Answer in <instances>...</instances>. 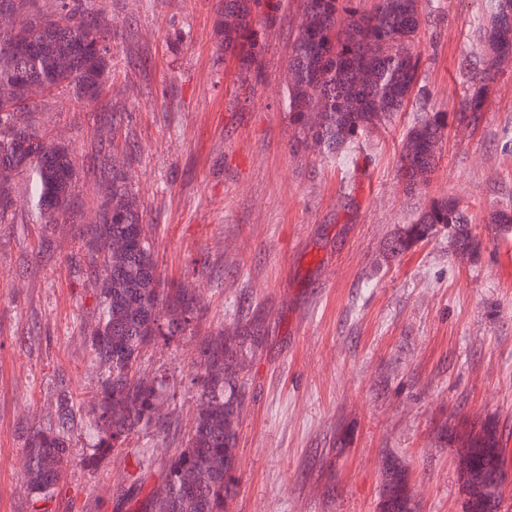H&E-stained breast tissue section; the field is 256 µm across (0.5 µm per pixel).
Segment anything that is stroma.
I'll use <instances>...</instances> for the list:
<instances>
[{
	"label": "stroma",
	"mask_w": 512,
	"mask_h": 512,
	"mask_svg": "<svg viewBox=\"0 0 512 512\" xmlns=\"http://www.w3.org/2000/svg\"><path fill=\"white\" fill-rule=\"evenodd\" d=\"M92 2L115 33L111 82L80 105L43 97L35 114L74 154V213L30 223L20 188L14 223L0 224V512H23L25 434L51 420L58 379L83 407L100 385L84 329L95 291L69 257L97 201L91 152L103 112L132 118L110 150L135 157L161 279L197 288L203 310L193 331L141 354V373L166 374L177 393L175 429L131 436L94 472L75 430L52 512H121L116 490L144 452V487L156 486L192 428L198 339L232 323L244 301L264 317V342L247 375L229 512H378L388 454L408 467L417 512H461L456 450L433 441L476 420L502 438L500 512H512V233L486 224L512 210V65L491 84L479 125L448 131L429 180L410 189L398 165L416 99L348 163L293 147L283 98L299 0H282L253 88L216 31L224 0ZM487 22V0H421L428 111H458ZM448 195L467 207L475 260L455 258L441 231L383 261L396 228Z\"/></svg>",
	"instance_id": "35a3bbf8"
}]
</instances>
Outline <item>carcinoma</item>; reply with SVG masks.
Returning a JSON list of instances; mask_svg holds the SVG:
<instances>
[{
  "mask_svg": "<svg viewBox=\"0 0 512 512\" xmlns=\"http://www.w3.org/2000/svg\"><path fill=\"white\" fill-rule=\"evenodd\" d=\"M419 2L302 0L284 100L296 145L345 164L350 145L387 125L415 92L422 114L403 138L398 172L413 188L419 172L435 170L448 116L426 111L427 96L418 87ZM279 7L280 0H224L219 21L224 52L239 58L246 81L260 79L265 30L275 23ZM489 7V25L479 31L481 69L454 115L460 125L482 116L489 83L512 61V0H492ZM0 13L13 15L33 45L32 56L19 57L11 47L12 32L0 30V222L12 215V185L24 177L32 223L57 224L73 210L76 165L68 147L41 136L33 97L61 89L80 103L102 93L112 80V29L84 10L81 0H56L50 15L40 13L37 0H0ZM97 157L96 183L109 191L102 208L112 211V223L87 224L81 235L86 276L97 285L87 343L102 370L101 385L94 405L82 412L69 384L58 379L55 417L27 439L28 512H49L70 463L75 426L89 432V469L98 468L129 436L171 428L163 409L173 394L165 376L139 374L141 353L160 337L185 335L201 311L194 289L162 284L127 171L111 165L101 141ZM487 223L497 235L512 231V211L495 210ZM442 229L455 257L463 261L477 254L465 205L450 196L432 201L416 220L398 228L382 258L395 259ZM232 328L199 344L189 380L197 400L194 426L168 458L158 485L144 496V481L137 477L118 489L119 505L130 512H227L236 486L245 376L264 341L258 315L239 319ZM504 464L496 434L481 425L459 458L463 512H500ZM378 512H416L408 470L397 459L383 468Z\"/></svg>",
  "mask_w": 512,
  "mask_h": 512,
  "instance_id": "cac0c4a2",
  "label": "carcinoma"
}]
</instances>
